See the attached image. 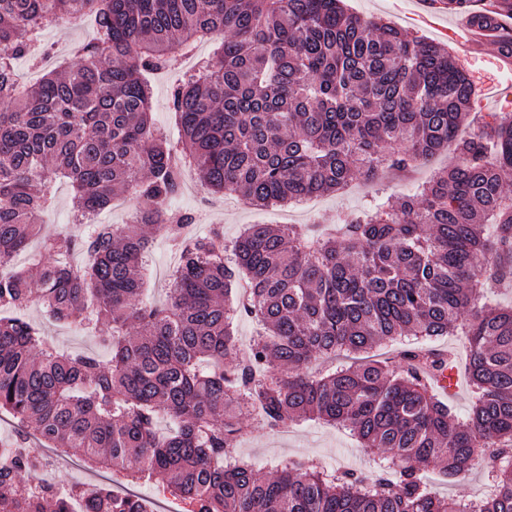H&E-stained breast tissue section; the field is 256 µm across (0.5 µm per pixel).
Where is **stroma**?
<instances>
[{
  "instance_id": "stroma-1",
  "label": "stroma",
  "mask_w": 512,
  "mask_h": 512,
  "mask_svg": "<svg viewBox=\"0 0 512 512\" xmlns=\"http://www.w3.org/2000/svg\"><path fill=\"white\" fill-rule=\"evenodd\" d=\"M347 8L364 18H375L394 25L408 35L447 45L460 66L472 79L476 93L470 106L471 118L485 112L512 114V72H502L495 66L490 54H473L460 44L449 41L444 29L422 20L426 5L422 0H346ZM212 53L211 46L199 45L193 57L201 59ZM190 57V58H193ZM190 58L172 54L166 70L152 80L153 115L159 126L169 134L177 128L169 110L170 90L189 64ZM448 154L442 153L425 164L405 172L393 171L379 182L356 181L349 189L323 195L287 207L260 210L236 196H226L221 202L200 187L194 177H187L185 187L176 201L178 208L195 212L200 218L195 230L207 232L212 225L224 228L226 241H234L249 224H329L342 212L354 211L374 197L388 199L413 194L435 172L448 165ZM178 262L175 253L163 238H155L144 262L145 286L155 301H163L169 288V271ZM30 318L38 322L48 342L60 349H97L91 333L71 324H59L49 318L39 306H31ZM243 422L246 433L237 445L240 456L252 463L259 476H267L272 467L284 459H314L324 466L356 469L363 472L374 469L381 461V450L364 451L349 431L318 421L304 419L294 424L268 428L256 418L247 416ZM424 480L443 495L482 497L490 489L487 474L475 471L463 481L451 482L438 468L429 467Z\"/></svg>"
}]
</instances>
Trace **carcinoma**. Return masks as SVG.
Returning <instances> with one entry per match:
<instances>
[{
	"instance_id": "1",
	"label": "carcinoma",
	"mask_w": 512,
	"mask_h": 512,
	"mask_svg": "<svg viewBox=\"0 0 512 512\" xmlns=\"http://www.w3.org/2000/svg\"><path fill=\"white\" fill-rule=\"evenodd\" d=\"M94 21L75 62L38 84L39 31ZM213 56L172 88L179 139L155 127L145 74L198 43ZM474 86L447 47L349 12L343 0H0V414L19 440L0 456V512H149L107 486L31 488L37 434L97 469L152 481L190 512H512V306L488 300L512 281V117L487 112L456 138ZM453 148L456 162L400 203L374 204L319 231L250 224L224 261V229L196 235L189 211L158 208L186 171L255 207L336 193L380 168L404 170ZM70 181L81 216L138 206L132 220L42 234L53 182ZM179 253L161 305L140 268L152 237ZM40 238L35 276L14 257ZM96 335L110 359L59 352L24 309ZM263 325L248 354L234 319ZM139 325L143 334L130 335ZM469 345L470 417L435 388L456 365L425 340ZM395 347L391 358L371 352ZM340 353L349 366L313 372ZM271 428L303 418L381 449L376 473L290 459L261 479L237 454L248 410ZM171 422L158 427L159 419ZM491 477L482 498H444L422 480Z\"/></svg>"
}]
</instances>
